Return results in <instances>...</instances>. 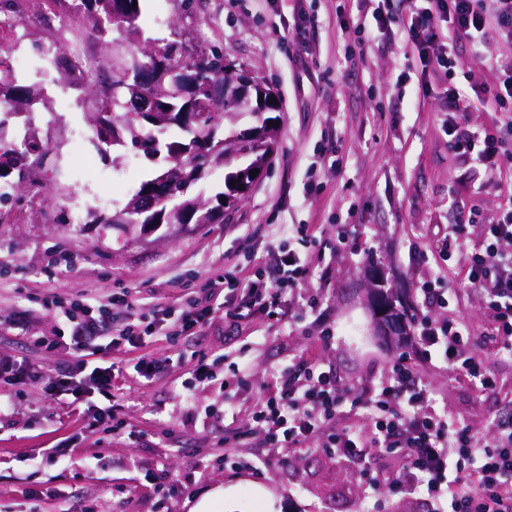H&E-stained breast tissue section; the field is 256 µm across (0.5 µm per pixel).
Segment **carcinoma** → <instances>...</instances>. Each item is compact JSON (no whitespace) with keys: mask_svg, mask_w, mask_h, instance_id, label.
<instances>
[{"mask_svg":"<svg viewBox=\"0 0 512 512\" xmlns=\"http://www.w3.org/2000/svg\"><path fill=\"white\" fill-rule=\"evenodd\" d=\"M133 2L80 0L79 11L91 20L95 32L102 38L117 33L127 44L130 60L128 68L112 71V95L96 101L92 128L99 145L118 152L132 147L155 164L137 192L155 188L160 180L164 184L153 209L143 210L132 196L110 215H92V223L110 224L119 215L126 225L140 224L156 210L193 211L196 224L222 222L220 205L229 183L250 166L269 169L277 148L276 118L255 112V127L266 128L267 138L258 143L245 128L232 131V143L224 144L225 138L217 137L223 117L241 111L237 103L212 98L213 91L224 84V61L229 54L221 45L204 46L184 38L174 20L169 22L167 36L144 37L136 24L140 6ZM10 50L0 45V179H12L21 187L29 178V159L43 158L49 146L34 128H10L11 120L38 103L47 104L48 98L44 80L10 73ZM181 112H198L201 118L190 126L181 125L177 121ZM9 129L25 133L24 153H16L13 142L7 140ZM199 141L206 144L205 153L194 154ZM217 167L224 169L223 188L208 197L192 193Z\"/></svg>","mask_w":512,"mask_h":512,"instance_id":"obj_1","label":"carcinoma"}]
</instances>
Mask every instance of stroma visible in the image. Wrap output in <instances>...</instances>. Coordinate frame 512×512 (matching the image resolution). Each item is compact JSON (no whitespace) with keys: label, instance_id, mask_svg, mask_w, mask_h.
I'll return each instance as SVG.
<instances>
[{"label":"stroma","instance_id":"obj_1","mask_svg":"<svg viewBox=\"0 0 512 512\" xmlns=\"http://www.w3.org/2000/svg\"><path fill=\"white\" fill-rule=\"evenodd\" d=\"M137 20L145 33L163 15L180 20L188 36L223 45L249 65L281 101L273 163L237 210L219 224L161 226L137 237L99 224H72L73 206L84 214L103 211L111 194L120 208L145 179L150 164L141 155L113 161L93 137L75 139L71 128H89L88 111L36 109L40 133L52 136L48 153L31 175L33 188L0 206V315L23 312L34 335L0 328V353L26 359L41 374L39 383L11 389V411L0 413V512H192L215 490L224 492V512H440L424 496L373 493L368 476L353 474V462L322 448L275 454L264 436L250 432L251 413L265 393L270 371L316 359L337 380L357 387L378 380L414 338L395 344L376 335L368 298L369 255H376L385 288L403 293L410 306L422 304L421 286L439 257V245L456 209L483 216L497 213L512 182L485 187L472 162L448 148L441 115L420 101L416 77H403L405 45L394 33L363 55L348 56V38L336 23V0H141ZM317 16L307 42H279L273 28L297 12ZM59 41L50 68L57 79L69 68L68 47L84 44L100 61L126 55L121 40H101L87 17L65 35L42 23L22 45ZM91 155L81 177L69 175L73 158ZM129 169L125 186H111L116 167ZM313 225L318 239H335L340 224L357 225L346 245L315 261L308 285L320 289V309L292 307L286 323L257 319L230 327L212 317L187 343L163 336L143 350L156 357L179 348L214 360V377L193 383L188 366L170 364L148 384L132 383L118 427L87 428L62 401L44 393L57 366L74 354L51 341L61 326L60 311L80 299L128 294L141 307L185 298L186 286H200L223 274L237 257L244 274L261 266L265 246L282 225ZM252 252H240L245 242ZM443 273L457 297L436 309L441 319L460 315L475 326L486 323L478 295L460 285V269L444 263ZM248 367L239 380L237 365ZM437 406L486 430L512 412V362L500 364L501 387L480 396L469 379L440 360L423 362ZM239 439L238 474L222 461L225 440ZM66 443L69 454L56 462L47 448Z\"/></svg>","mask_w":512,"mask_h":512}]
</instances>
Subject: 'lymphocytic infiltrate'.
<instances>
[{
	"mask_svg": "<svg viewBox=\"0 0 512 512\" xmlns=\"http://www.w3.org/2000/svg\"><path fill=\"white\" fill-rule=\"evenodd\" d=\"M357 2L354 49L364 50L367 43L398 27L409 48L406 71L416 74L422 99L436 101L446 116L449 149L480 166L487 182H501L512 168V154L494 133L472 130L468 115L491 110L496 123L512 127V60L491 63L495 81L479 92L469 79L458 77L456 67L461 45H468L480 62L491 40H512V0ZM437 73L445 77L438 88L430 82ZM464 232V225L449 226L444 254L461 267L464 287L483 299L488 321L484 336L491 339L492 347L481 355L474 352L477 332L466 317L434 320L433 308L446 307L455 295L436 270L423 290L416 353L442 359L452 371L466 374L481 394L490 396L499 386V360L512 357V194L499 216L482 225L479 247L466 248ZM313 238L308 225H292L287 241L269 246L266 252L273 281L241 276L233 264L208 281L204 297L187 301L182 310L170 304L135 309L128 323L118 328L112 324L108 300L89 298L63 310L76 358L57 370L46 393L86 405L90 426L100 428L116 419L124 398L122 372L106 360L108 349L137 347L145 335L181 336L219 311L234 325L256 317L284 321L288 313L281 296L286 291L303 306L317 308L316 294L305 286L309 256L290 245L294 239ZM217 296L223 297V304H214ZM412 356L399 354L385 378L369 390L339 386L316 360L297 371L272 370L270 392L255 405L253 427L275 450L332 448L358 464L374 450L397 456L400 469L372 481L380 492L421 493L445 501L448 512H512V414L497 416L482 433L438 411L434 393L418 374ZM97 397L109 400V407L94 405ZM347 406L364 411L363 426H337L336 417Z\"/></svg>",
	"mask_w": 512,
	"mask_h": 512,
	"instance_id": "obj_1",
	"label": "lymphocytic infiltrate"
}]
</instances>
